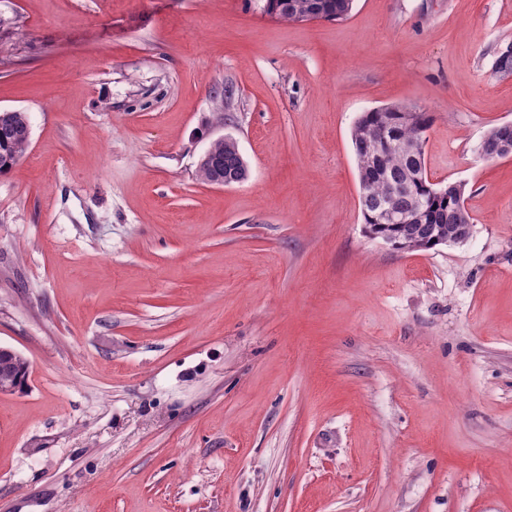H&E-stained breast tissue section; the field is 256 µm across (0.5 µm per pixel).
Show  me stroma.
Segmentation results:
<instances>
[{
  "mask_svg": "<svg viewBox=\"0 0 512 512\" xmlns=\"http://www.w3.org/2000/svg\"><path fill=\"white\" fill-rule=\"evenodd\" d=\"M263 5L0 0V512H512V0ZM391 104L466 242L366 233L351 130ZM351 7L352 0H265L264 12L283 21H312L322 17L338 20L346 17ZM31 135L28 117L19 110H0V172L9 171L26 150ZM506 143L512 144L511 123L492 127L482 142L481 151L487 158H502L505 156L498 154L499 147ZM224 137L217 138L213 144V152L220 160L219 168H210L209 172L199 171L197 173L199 179L206 184L213 186H227L230 183H239L247 177V165L243 160L236 143L231 140H224ZM215 176H224V180H210L206 181V178H214ZM206 177V178H204Z\"/></svg>",
  "mask_w": 512,
  "mask_h": 512,
  "instance_id": "stroma-1",
  "label": "stroma"
}]
</instances>
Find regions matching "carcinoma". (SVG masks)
<instances>
[{"instance_id": "cac0c4a2", "label": "carcinoma", "mask_w": 512, "mask_h": 512, "mask_svg": "<svg viewBox=\"0 0 512 512\" xmlns=\"http://www.w3.org/2000/svg\"><path fill=\"white\" fill-rule=\"evenodd\" d=\"M352 0H265L264 12L283 21L338 20L346 17ZM433 118L426 112L388 105L363 113L351 138L357 160L360 209L364 224L377 226L381 236L397 250H429L445 243L461 244L473 227L465 205L464 188L450 183L438 186L429 179L425 160L426 132ZM393 136L395 147L379 149L381 135ZM31 135L26 113L0 110V172L10 170L26 150ZM512 144V124L490 129L481 151L499 157V147ZM213 152L220 166L198 173L201 181L222 176L231 183L247 177V165L236 143L216 141ZM404 217L402 224L381 223L382 211Z\"/></svg>"}]
</instances>
